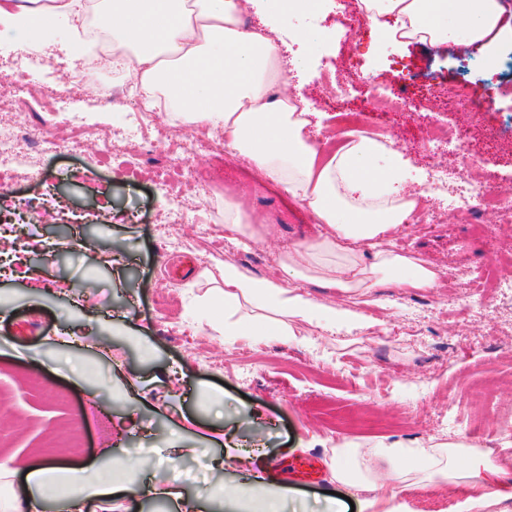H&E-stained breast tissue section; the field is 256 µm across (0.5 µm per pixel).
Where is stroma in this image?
Masks as SVG:
<instances>
[{
  "mask_svg": "<svg viewBox=\"0 0 512 512\" xmlns=\"http://www.w3.org/2000/svg\"><path fill=\"white\" fill-rule=\"evenodd\" d=\"M326 4L288 15L289 28L306 38L283 54L286 89L309 102V138L328 149L347 136L338 89L354 101L371 80L383 96L409 99L400 112L367 105L387 140L373 166L386 171L388 153L397 151L407 160V182L449 170L447 192L432 194L389 242L443 270L439 287L387 285L367 297L312 288L319 301L370 317L367 329L301 323L288 343L213 331L196 302L206 284L171 279V267L187 262L199 273L226 260L267 277L277 273L280 253L316 238L315 220L220 149L190 159L201 176L222 180L213 192L183 194L190 224L165 221L171 161L161 149L145 151L133 169L121 148L105 153L92 137L76 150L54 149L53 141L70 136L44 106L59 84L72 90L69 109L93 126L120 131L130 112L127 100L106 102L98 85L82 82L73 31L60 22L27 73V107H0L1 123L47 138L38 147L21 143L28 172L0 178V251L15 257L0 273V464L15 471L12 481L0 476V501L22 487L21 467L76 442L86 461L130 458L137 479L177 483L203 498L224 486L255 510L266 487H279L287 512H325L323 495L337 488L329 469L346 444L419 448L463 438L491 459H512V437L501 434L512 425V303L487 288L488 314L472 316L464 296L471 279L512 252V216L481 204L468 218L446 219L457 185L487 186L502 199L512 193V57L502 51L489 62L472 45L467 55L480 65L467 71L452 43L392 46L368 23L345 39L342 22L358 13L357 0ZM490 92L496 100L482 108ZM457 131L480 153L477 166L449 142ZM433 132L442 137L438 150L415 146ZM228 201L243 203L250 224L271 225L270 235L225 236ZM206 226L222 235L221 247L203 238ZM84 238L90 248L78 247ZM84 282L94 292L78 291ZM380 331L394 341L375 342ZM92 406L107 415L111 433H99ZM232 436L260 449L253 467L230 458ZM256 471L265 485L253 483ZM376 497L406 502L412 512H455L457 502L455 492L413 477L388 481Z\"/></svg>",
  "mask_w": 512,
  "mask_h": 512,
  "instance_id": "1",
  "label": "stroma"
}]
</instances>
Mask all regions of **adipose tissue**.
<instances>
[{
  "label": "adipose tissue",
  "mask_w": 512,
  "mask_h": 512,
  "mask_svg": "<svg viewBox=\"0 0 512 512\" xmlns=\"http://www.w3.org/2000/svg\"><path fill=\"white\" fill-rule=\"evenodd\" d=\"M255 0H51L31 8L0 0V25L38 43L57 22L95 14L110 37L107 50L120 61L127 79L146 100L163 105L173 120L223 130L230 148L263 178L281 186L313 215L318 236L282 255L286 279L258 278L224 261L206 269L211 288L202 298L211 322L225 335L245 329L243 308L269 312L270 335L289 340L299 323L366 327L361 313L319 302L306 292L312 283L345 294H370L392 283L400 288L437 287L438 274L413 256L382 248L381 241L407 223L428 198L426 189L395 188L404 161L393 155L390 171L380 173L370 160L382 144L351 135L336 150L313 144L304 113L294 96L282 93L279 45L271 31L288 28L286 11L271 9L263 28H247L243 16ZM384 41L397 45L439 46L456 38L494 52L512 42V22L498 0H359ZM365 478L336 466L332 478L357 492H373L386 473L458 489L457 512H485L512 499L500 479L512 463H496L459 442L445 448H405L381 443L367 449ZM73 488L58 494L60 484ZM130 481L115 477L101 463L49 459L25 475L21 493L10 496L6 512H79L82 502L132 492Z\"/></svg>",
  "instance_id": "1"
}]
</instances>
